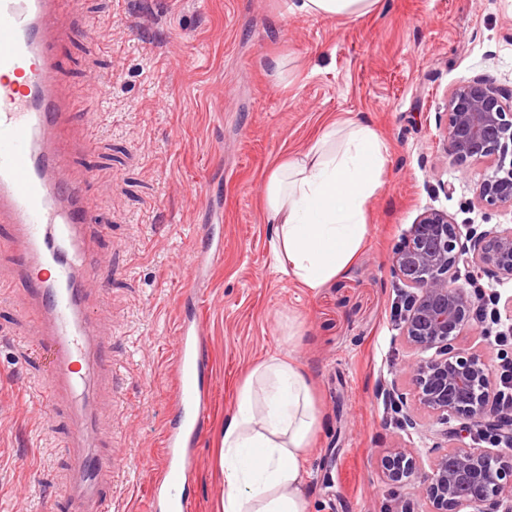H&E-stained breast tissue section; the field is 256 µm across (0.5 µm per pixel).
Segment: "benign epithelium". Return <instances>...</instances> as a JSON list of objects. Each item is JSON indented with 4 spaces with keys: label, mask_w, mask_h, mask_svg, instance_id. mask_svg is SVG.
I'll return each instance as SVG.
<instances>
[{
    "label": "benign epithelium",
    "mask_w": 512,
    "mask_h": 512,
    "mask_svg": "<svg viewBox=\"0 0 512 512\" xmlns=\"http://www.w3.org/2000/svg\"><path fill=\"white\" fill-rule=\"evenodd\" d=\"M445 116L449 162L492 160L477 197L512 212V91L481 76L463 79L449 94ZM390 272L406 287L400 336L413 351L398 376L411 382L413 397L430 413L433 444L424 472L407 448L386 455L391 495L384 512H414L404 493L409 485L425 512H512V466L503 465L499 452L512 448V404L501 401L497 373L485 357L455 347L475 324L486 340L512 334V310L501 316L498 295L482 284L485 278L512 281V225L460 226L430 209L397 246ZM384 395L401 414V428L417 429L396 381Z\"/></svg>",
    "instance_id": "benign-epithelium-1"
}]
</instances>
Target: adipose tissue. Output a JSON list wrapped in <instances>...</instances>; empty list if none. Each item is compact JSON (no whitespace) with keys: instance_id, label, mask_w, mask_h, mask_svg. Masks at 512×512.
Segmentation results:
<instances>
[{"instance_id":"obj_1","label":"adipose tissue","mask_w":512,"mask_h":512,"mask_svg":"<svg viewBox=\"0 0 512 512\" xmlns=\"http://www.w3.org/2000/svg\"><path fill=\"white\" fill-rule=\"evenodd\" d=\"M379 0H287V12L361 17ZM385 147L369 124L350 122L344 140L327 126L301 154L268 176L264 204L272 257L301 287H324L355 258L368 201L381 188ZM307 375L273 354L256 364L220 434L224 478L219 512H309L304 462L321 429Z\"/></svg>"}]
</instances>
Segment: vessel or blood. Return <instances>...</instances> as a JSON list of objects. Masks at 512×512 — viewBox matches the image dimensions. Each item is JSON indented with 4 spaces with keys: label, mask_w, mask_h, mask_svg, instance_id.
I'll return each instance as SVG.
<instances>
[{
    "label": "vessel or blood",
    "mask_w": 512,
    "mask_h": 512,
    "mask_svg": "<svg viewBox=\"0 0 512 512\" xmlns=\"http://www.w3.org/2000/svg\"><path fill=\"white\" fill-rule=\"evenodd\" d=\"M80 7L81 0H0V224L10 225L9 241L29 275L27 292L36 311L33 333L50 345L54 372L48 385L55 396L74 392L101 372L107 348L78 286L79 280L90 279V269L72 266L56 254L61 244L82 252L81 231L91 221L87 183L66 177L61 128L68 112L55 56L65 32L50 24L60 11L76 13ZM198 304L196 289H186L170 365L172 401L149 512L194 509L186 484L213 387ZM75 412L82 424L69 442L70 474L56 500L57 512H112V496L101 486L112 461L86 452L91 413L81 406Z\"/></svg>",
    "instance_id": "b4317fda"
}]
</instances>
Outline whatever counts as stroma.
<instances>
[{"label": "stroma", "mask_w": 512, "mask_h": 512, "mask_svg": "<svg viewBox=\"0 0 512 512\" xmlns=\"http://www.w3.org/2000/svg\"><path fill=\"white\" fill-rule=\"evenodd\" d=\"M59 82L75 110L69 175H91L96 260L91 301L112 336V383L93 381L98 455L123 459L115 512H147L170 402L180 289L207 233L224 254L202 285L199 316L216 376L191 493L217 512L220 428L248 369L290 355L309 375L322 425L306 460L309 512H379L388 449L428 465L431 418L392 422L378 388L412 351L393 308L392 255L418 216L507 224L478 204L489 161H448L447 97L463 78L512 89V0H379L356 19L292 16L284 0H82L59 14ZM280 70H273V60ZM112 93L98 98L94 81ZM103 115L86 134L80 115ZM365 121L387 149L367 205L365 247L319 291L279 272L264 186L331 123ZM18 254L0 246V512H50L70 469V406L47 407L41 337L32 333Z\"/></svg>", "instance_id": "stroma-1"}]
</instances>
